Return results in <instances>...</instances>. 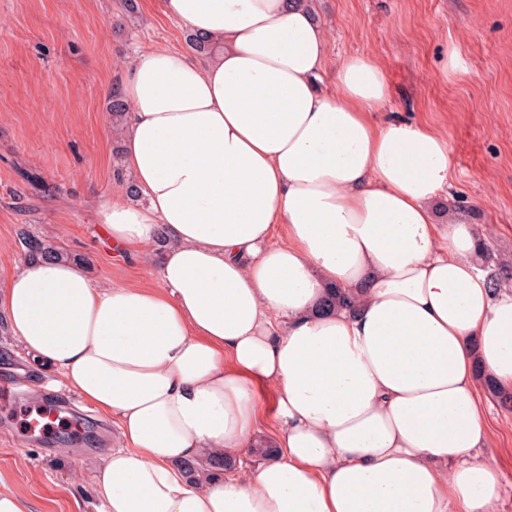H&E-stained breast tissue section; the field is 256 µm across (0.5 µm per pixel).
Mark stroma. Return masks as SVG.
<instances>
[{"instance_id":"1","label":"stroma","mask_w":512,"mask_h":512,"mask_svg":"<svg viewBox=\"0 0 512 512\" xmlns=\"http://www.w3.org/2000/svg\"><path fill=\"white\" fill-rule=\"evenodd\" d=\"M0 0V289L24 263L20 229L55 242L94 283H148L159 246L118 258L91 201L125 187L112 93L127 62L159 45L188 49L186 27L158 0ZM336 59L374 56L390 82L383 120L422 122L448 135L450 179L441 206L462 212L493 255L481 272L512 289V0H311ZM25 390L43 372L0 316V367ZM502 472L496 512H512V411L483 396ZM24 403L0 418V492L34 512H96L97 449L118 443L116 422L90 414L47 444L24 442Z\"/></svg>"}]
</instances>
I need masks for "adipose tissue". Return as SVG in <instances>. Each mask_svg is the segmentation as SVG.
<instances>
[{
  "label": "adipose tissue",
  "instance_id": "obj_1",
  "mask_svg": "<svg viewBox=\"0 0 512 512\" xmlns=\"http://www.w3.org/2000/svg\"><path fill=\"white\" fill-rule=\"evenodd\" d=\"M161 7L220 49L124 69L134 188L94 209L119 249L163 241L151 284L44 258L0 289L22 350L120 423L94 474L102 512H491L475 372L512 389V292L479 273L475 228L437 217L446 135L378 122L383 67L330 60L307 0ZM336 290L351 307H326ZM265 444L243 473L184 469Z\"/></svg>",
  "mask_w": 512,
  "mask_h": 512
}]
</instances>
